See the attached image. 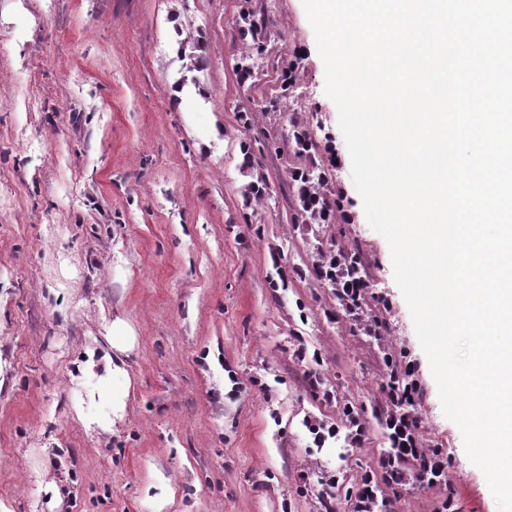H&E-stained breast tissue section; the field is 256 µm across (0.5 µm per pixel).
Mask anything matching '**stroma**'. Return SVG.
<instances>
[{
  "label": "stroma",
  "mask_w": 512,
  "mask_h": 512,
  "mask_svg": "<svg viewBox=\"0 0 512 512\" xmlns=\"http://www.w3.org/2000/svg\"><path fill=\"white\" fill-rule=\"evenodd\" d=\"M287 46L239 84L232 27L243 0H0V503L9 512H315V473L380 478L387 440L371 425L339 460L306 419L335 420L307 364L352 402L382 398L377 342L329 322V289L305 267L290 172L328 167L385 297L387 346L404 350L421 388L424 446L448 481L403 495L393 512H499L485 476L445 418L397 286L389 246L366 218L338 111L302 0H270ZM300 49L301 81L281 96ZM276 102L256 130L309 116L323 153L264 154L273 198L244 211L235 119ZM290 269L270 285L272 251ZM135 340L133 381L111 417L112 323Z\"/></svg>",
  "instance_id": "stroma-1"
}]
</instances>
